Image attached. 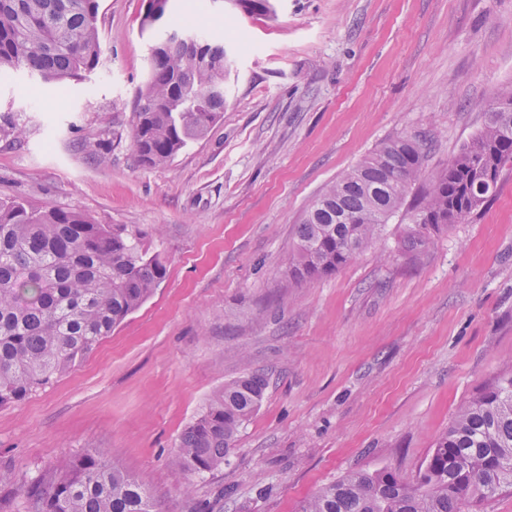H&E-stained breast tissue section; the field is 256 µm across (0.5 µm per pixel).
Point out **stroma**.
<instances>
[{"label": "stroma", "instance_id": "1", "mask_svg": "<svg viewBox=\"0 0 512 512\" xmlns=\"http://www.w3.org/2000/svg\"><path fill=\"white\" fill-rule=\"evenodd\" d=\"M269 2L210 7L224 112L161 165L130 145L156 39L145 0H99L86 80L0 75V198L139 228L167 266L84 362L0 406V512H24V486L90 448L113 450L164 512H296L352 470L415 478L512 369V167L418 252L398 215L336 273L288 279L311 200L383 140L425 132L427 181L484 127L512 84V0ZM252 373L265 397L224 465L173 467L208 399Z\"/></svg>", "mask_w": 512, "mask_h": 512}]
</instances>
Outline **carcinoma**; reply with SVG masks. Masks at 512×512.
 <instances>
[{
    "label": "carcinoma",
    "mask_w": 512,
    "mask_h": 512,
    "mask_svg": "<svg viewBox=\"0 0 512 512\" xmlns=\"http://www.w3.org/2000/svg\"><path fill=\"white\" fill-rule=\"evenodd\" d=\"M206 0L175 25L195 45L169 38L150 48L149 78L138 98L132 147L141 163L161 165L205 136L224 111V46L202 21ZM99 0H0V70L25 69L45 81H79L101 57ZM426 143L390 137L327 184L295 230L297 264L289 279L312 283L372 244L420 180ZM512 164V84L500 88L475 140L408 210L402 247L463 222L497 190ZM145 235L98 224L58 207L0 201V406L19 402L72 370L158 288L167 268ZM261 375L220 389L181 435L171 463L202 475L224 463L261 404ZM25 512H163L144 479L102 450L59 457L24 490ZM512 493V372L461 408L418 475L350 471L303 500L298 512H466Z\"/></svg>",
    "instance_id": "carcinoma-1"
}]
</instances>
